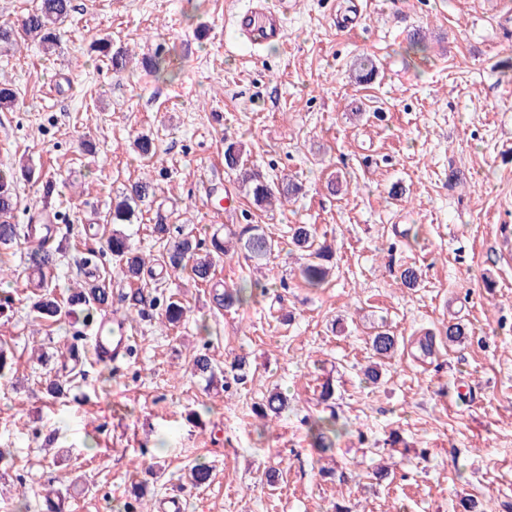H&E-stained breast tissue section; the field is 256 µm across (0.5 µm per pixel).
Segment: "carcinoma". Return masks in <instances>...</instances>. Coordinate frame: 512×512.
Listing matches in <instances>:
<instances>
[{"instance_id":"obj_1","label":"carcinoma","mask_w":512,"mask_h":512,"mask_svg":"<svg viewBox=\"0 0 512 512\" xmlns=\"http://www.w3.org/2000/svg\"><path fill=\"white\" fill-rule=\"evenodd\" d=\"M71 11V0H39V4L22 20L21 25L0 23V50H16L28 39L39 41L46 50L58 46L59 36L57 25L63 22ZM97 51L106 59L107 65L115 74H121L127 69L129 54L125 50H112L109 40L97 42ZM142 68L150 75L158 78L172 76V71L166 59L160 55L145 56L141 59ZM357 81L367 83L377 74V67L368 55L357 59ZM17 105V92L7 81L0 80V111H9ZM224 163L239 172L242 183L247 187L253 204L265 208L277 199L286 200L301 191V185L293 180L271 181L259 166L248 159L242 145L236 141H227L224 145ZM15 172L11 168L0 169V245H8L19 236L18 225L10 222L11 213L16 206L14 196ZM153 193L152 182L144 178L123 192L112 201L108 212V224H136L139 213L138 202ZM291 242L306 253L307 262L300 269L302 280L311 288H319L327 282L330 274L332 252L327 246L316 245L315 230L309 224H297L291 228ZM105 248L119 262L122 278L132 284L142 281L145 260L135 254L130 244V235L120 229H112V234L105 241ZM243 249L248 257L261 261L279 248L278 242L267 235L257 224H242L239 231L227 238L212 236L206 244L190 234H186L170 242L163 255V264L170 270L189 271L191 278L200 285H207L212 280L216 261L232 249ZM60 248L52 247L48 240L31 251L28 261L32 267L42 272L56 266L57 254ZM260 287L257 282L243 283L236 288L222 291L218 301L224 307L243 306L252 298L253 289ZM112 302L111 291L105 282L89 284L77 288L68 296L67 307L73 311L77 308L86 312L87 319L93 318V313L108 306ZM38 317L47 320H58L62 314L61 303L50 292L44 293L33 306ZM185 308L177 300H165L161 323L173 326L184 320ZM397 346V339L386 329L377 331L370 337V347L373 355L385 359L390 357ZM194 371L208 379L214 377L215 369L211 358L199 353L193 357ZM288 409V399L279 392L269 394L266 403L257 407V413L262 418L278 416ZM345 431L338 424L336 414L328 417H318L310 422L308 436L312 447L320 454L331 452L336 447V440Z\"/></svg>"}]
</instances>
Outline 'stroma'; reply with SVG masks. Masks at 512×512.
<instances>
[{
  "label": "stroma",
  "instance_id": "stroma-1",
  "mask_svg": "<svg viewBox=\"0 0 512 512\" xmlns=\"http://www.w3.org/2000/svg\"><path fill=\"white\" fill-rule=\"evenodd\" d=\"M249 0H73L55 53L37 43L0 53V79L18 94L0 112V166L54 177V240L65 250L43 280L58 300L85 281L98 250L112 308L128 283L102 245L113 198L141 177L155 191L128 226L152 272V295L187 308L180 326L147 309L131 320L130 358L100 364L75 316L35 320L39 295L20 235L0 247V512L26 493L66 490L63 512H136L179 493L188 512H512V0H268L285 11L281 43H242L232 23ZM422 29L424 48L409 42ZM130 54L162 50L177 77L141 68L115 75L93 41ZM371 56L370 83L352 78ZM361 115H352V107ZM153 138L143 159L133 141ZM242 142L269 179L302 182L292 201L256 208L224 164L225 140ZM164 222L204 239L251 222L279 242L263 265L232 252L215 279L265 284L249 305L220 308L210 287L168 273ZM295 224H311L334 251L333 275L304 285ZM415 268L414 287L400 283ZM458 323L461 343L417 341ZM397 338L377 382L364 380L378 326ZM220 368L246 357L247 375L207 386L191 358ZM62 377L64 397L44 390ZM333 400L320 399L323 383ZM287 410L269 428L252 413L270 391ZM336 414L347 432L332 474L320 473L307 423ZM395 458L376 480L380 459ZM212 469L208 485L189 481ZM280 467L275 485L264 472Z\"/></svg>",
  "mask_w": 512,
  "mask_h": 512
}]
</instances>
